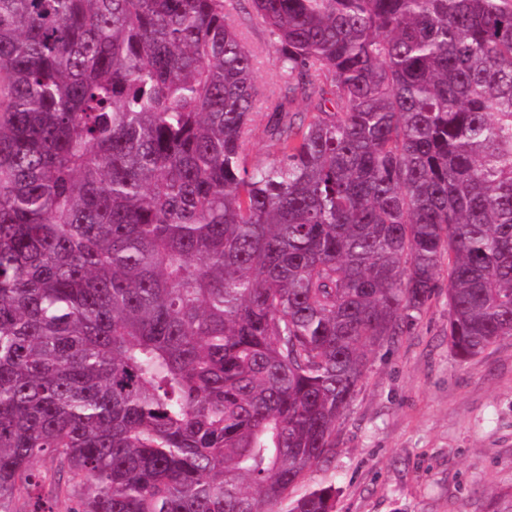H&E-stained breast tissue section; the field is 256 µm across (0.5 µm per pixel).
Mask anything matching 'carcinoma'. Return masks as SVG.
Returning <instances> with one entry per match:
<instances>
[{
    "mask_svg": "<svg viewBox=\"0 0 512 512\" xmlns=\"http://www.w3.org/2000/svg\"><path fill=\"white\" fill-rule=\"evenodd\" d=\"M240 2L0 0V512H336L373 348L512 337V0H249L264 98ZM249 2L242 1L238 15L239 28L246 45L257 52L258 63L256 83L265 92L275 90L281 82L278 69L273 65L274 39L270 32L249 19ZM266 123L265 112H258L254 115L253 130L245 146V154L249 164L267 162L276 154V150L271 145L265 132Z\"/></svg>",
    "mask_w": 512,
    "mask_h": 512,
    "instance_id": "obj_1",
    "label": "carcinoma"
}]
</instances>
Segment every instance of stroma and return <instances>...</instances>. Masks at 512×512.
<instances>
[{"label":"stroma","mask_w":512,"mask_h":512,"mask_svg":"<svg viewBox=\"0 0 512 512\" xmlns=\"http://www.w3.org/2000/svg\"><path fill=\"white\" fill-rule=\"evenodd\" d=\"M256 83L281 82L274 39L240 10ZM438 290L398 341L369 354L336 428V454L310 484H335L337 512H512V338L459 362Z\"/></svg>","instance_id":"1"}]
</instances>
